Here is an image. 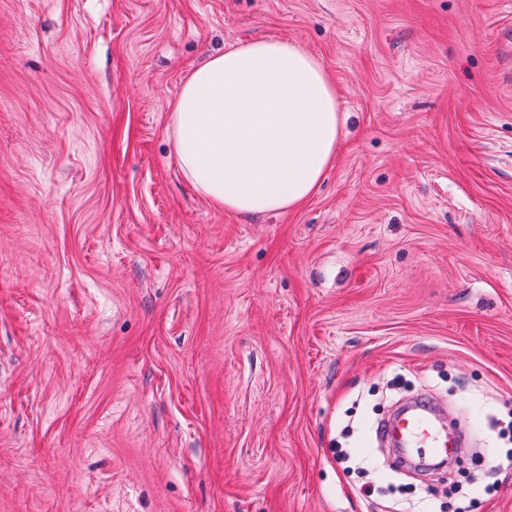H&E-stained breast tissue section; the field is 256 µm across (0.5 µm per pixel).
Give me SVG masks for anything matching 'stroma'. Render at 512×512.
<instances>
[{
    "mask_svg": "<svg viewBox=\"0 0 512 512\" xmlns=\"http://www.w3.org/2000/svg\"><path fill=\"white\" fill-rule=\"evenodd\" d=\"M265 37L348 120L303 207L230 216L168 104ZM396 377L452 468L376 438ZM452 481L512 512V0H0V512H452Z\"/></svg>",
    "mask_w": 512,
    "mask_h": 512,
    "instance_id": "stroma-1",
    "label": "stroma"
}]
</instances>
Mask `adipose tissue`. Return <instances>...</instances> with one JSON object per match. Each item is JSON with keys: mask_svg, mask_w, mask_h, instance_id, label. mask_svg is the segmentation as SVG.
<instances>
[{"mask_svg": "<svg viewBox=\"0 0 512 512\" xmlns=\"http://www.w3.org/2000/svg\"><path fill=\"white\" fill-rule=\"evenodd\" d=\"M177 165L213 208H299L336 161L345 117L322 62L270 37L229 45L193 69L169 107Z\"/></svg>", "mask_w": 512, "mask_h": 512, "instance_id": "1", "label": "adipose tissue"}]
</instances>
